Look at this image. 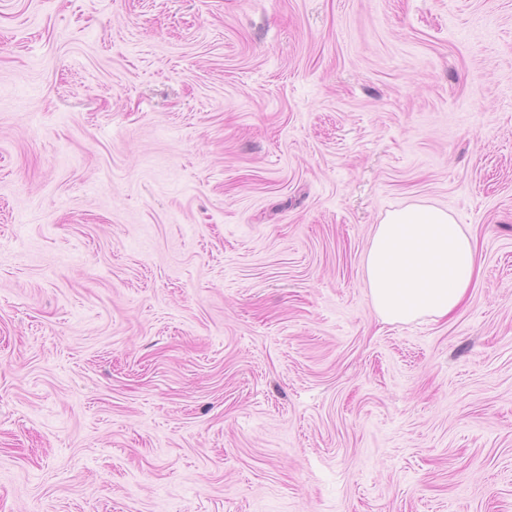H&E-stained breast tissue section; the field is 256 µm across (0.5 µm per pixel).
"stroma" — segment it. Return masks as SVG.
Returning <instances> with one entry per match:
<instances>
[{
    "label": "stroma",
    "instance_id": "stroma-1",
    "mask_svg": "<svg viewBox=\"0 0 512 512\" xmlns=\"http://www.w3.org/2000/svg\"><path fill=\"white\" fill-rule=\"evenodd\" d=\"M0 512H512V0H0ZM477 274L472 238L447 211L425 204L387 212L365 258L373 306L391 323L452 315Z\"/></svg>",
    "mask_w": 512,
    "mask_h": 512
}]
</instances>
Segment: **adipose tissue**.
I'll return each mask as SVG.
<instances>
[{
    "label": "adipose tissue",
    "instance_id": "adipose-tissue-1",
    "mask_svg": "<svg viewBox=\"0 0 512 512\" xmlns=\"http://www.w3.org/2000/svg\"><path fill=\"white\" fill-rule=\"evenodd\" d=\"M477 274L472 238L447 211L425 204L387 212L365 258L373 306L391 323L452 315Z\"/></svg>",
    "mask_w": 512,
    "mask_h": 512
}]
</instances>
